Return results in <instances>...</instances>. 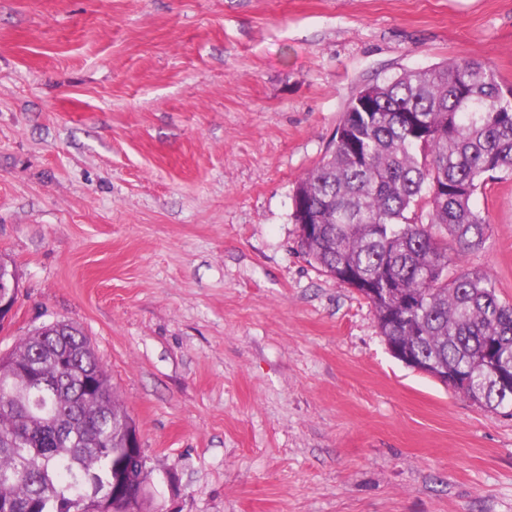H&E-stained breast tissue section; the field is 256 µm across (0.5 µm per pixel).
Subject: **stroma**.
<instances>
[{"label": "stroma", "instance_id": "35a3bbf8", "mask_svg": "<svg viewBox=\"0 0 512 512\" xmlns=\"http://www.w3.org/2000/svg\"><path fill=\"white\" fill-rule=\"evenodd\" d=\"M458 56L512 84V0H0V353L82 328L151 512H512V417L396 359L291 218L353 94ZM475 204L512 302V172ZM1 264H4L5 274L1 277ZM18 284L16 275L13 272V268L11 266L10 269L7 268V265L3 260L0 261V322H6L9 317L12 315V312L15 308L16 294H18Z\"/></svg>", "mask_w": 512, "mask_h": 512}]
</instances>
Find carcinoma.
<instances>
[{
    "mask_svg": "<svg viewBox=\"0 0 512 512\" xmlns=\"http://www.w3.org/2000/svg\"><path fill=\"white\" fill-rule=\"evenodd\" d=\"M375 106L351 97L332 145L294 192L319 216L298 225L322 272L350 271L389 297L373 304L388 346L435 367L461 369L446 385L488 411L508 410L493 366L512 375V303L493 279L460 264L448 239L480 244L475 199L512 171V85L458 57L370 85ZM132 423L83 331L40 327L0 358V512H88L89 495L122 474Z\"/></svg>",
    "mask_w": 512,
    "mask_h": 512,
    "instance_id": "obj_1",
    "label": "carcinoma"
}]
</instances>
